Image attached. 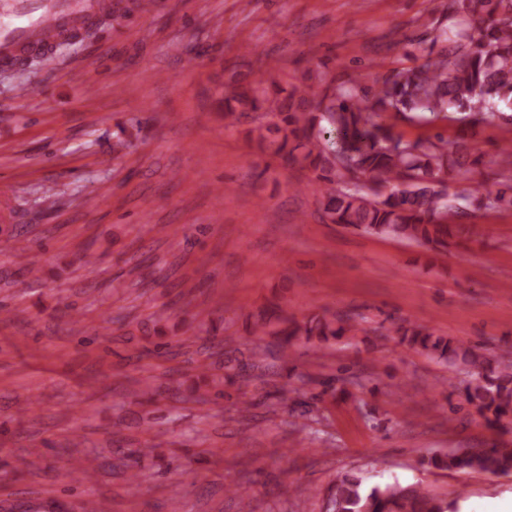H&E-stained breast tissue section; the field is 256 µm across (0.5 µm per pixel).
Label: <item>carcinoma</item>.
<instances>
[{
  "instance_id": "carcinoma-1",
  "label": "carcinoma",
  "mask_w": 512,
  "mask_h": 512,
  "mask_svg": "<svg viewBox=\"0 0 512 512\" xmlns=\"http://www.w3.org/2000/svg\"><path fill=\"white\" fill-rule=\"evenodd\" d=\"M409 42L423 62L395 67L371 84L319 77L320 89L290 91L264 79L224 85V118L251 119L246 138L272 161L300 165L318 187L321 216L329 224L443 252L449 240L479 233L454 218L477 211L512 209V150L503 144L487 160L471 158L467 146L442 134L405 140L383 122L386 114L428 123L477 126L512 111V0H446L438 17ZM483 165L495 189L473 183ZM460 185L449 192L440 175ZM255 329L276 336L281 357L299 337L326 343L359 331L350 315L298 321L285 312L262 316ZM399 342L429 357L460 365L467 378L457 389L491 424L512 416V362L460 340L434 335L411 321L395 326ZM138 448L126 464L134 480L145 477ZM438 469L491 475L512 472V448L497 442L430 457ZM325 512H457L418 484L399 482L366 489L363 479L337 477Z\"/></svg>"
}]
</instances>
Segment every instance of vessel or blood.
Segmentation results:
<instances>
[{
	"mask_svg": "<svg viewBox=\"0 0 512 512\" xmlns=\"http://www.w3.org/2000/svg\"><path fill=\"white\" fill-rule=\"evenodd\" d=\"M26 0H0V63L12 62L20 48L42 53L45 62H52V45L63 29L84 25L95 10L98 0H74L70 9L49 7L35 13L27 12Z\"/></svg>",
	"mask_w": 512,
	"mask_h": 512,
	"instance_id": "1",
	"label": "vessel or blood"
}]
</instances>
